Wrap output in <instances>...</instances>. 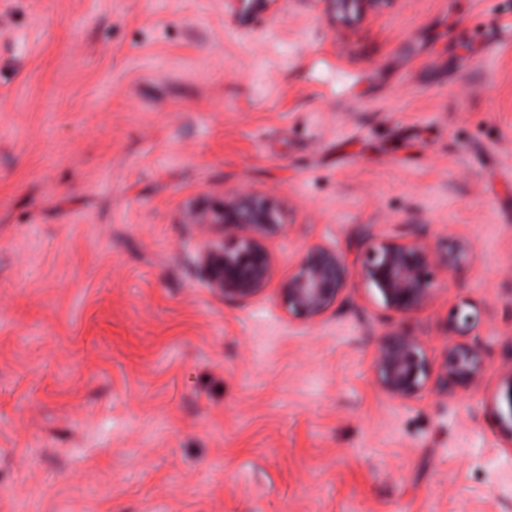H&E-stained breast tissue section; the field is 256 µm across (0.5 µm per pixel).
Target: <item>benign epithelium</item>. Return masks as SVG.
<instances>
[{"mask_svg":"<svg viewBox=\"0 0 512 512\" xmlns=\"http://www.w3.org/2000/svg\"><path fill=\"white\" fill-rule=\"evenodd\" d=\"M336 24L352 26L381 11L392 0H320ZM188 224H204L218 235L207 242L201 265L209 286L224 300L246 303L268 286L274 264L267 241L284 234L281 205L245 188L224 192L209 207L191 210ZM232 245H224V238ZM473 259L472 244L458 239L453 246L429 239L421 232L396 239H369L361 258L331 246L316 244L298 258L294 270L281 285L288 317L314 322L342 298L354 281L375 288L385 308L408 315L430 303L438 275L454 271ZM477 322L471 314L455 315L447 329L466 336ZM485 370L481 347L455 342L443 348L437 363L430 362L412 334L396 330L380 337L373 362L375 382L392 400H409L427 387L450 397L461 387L476 385Z\"/></svg>","mask_w":512,"mask_h":512,"instance_id":"obj_1","label":"benign epithelium"}]
</instances>
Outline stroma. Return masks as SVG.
Masks as SVG:
<instances>
[{
  "mask_svg": "<svg viewBox=\"0 0 512 512\" xmlns=\"http://www.w3.org/2000/svg\"><path fill=\"white\" fill-rule=\"evenodd\" d=\"M0 0V512H512V0ZM278 201L228 302L185 213ZM424 225L473 262L408 317L280 286L309 246ZM480 320L478 385L388 399L380 336ZM393 0H318L336 25L352 26L381 11Z\"/></svg>",
  "mask_w": 512,
  "mask_h": 512,
  "instance_id": "1",
  "label": "stroma"
}]
</instances>
